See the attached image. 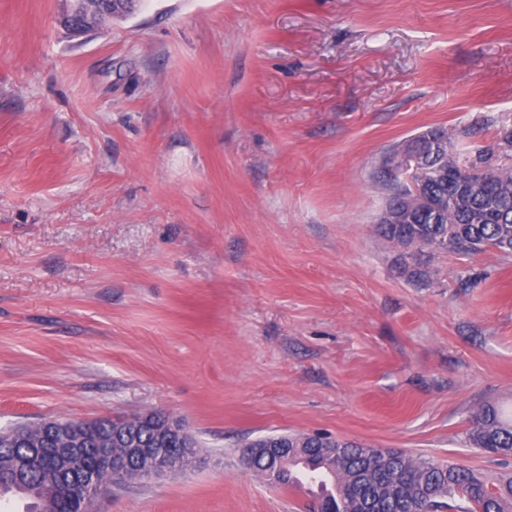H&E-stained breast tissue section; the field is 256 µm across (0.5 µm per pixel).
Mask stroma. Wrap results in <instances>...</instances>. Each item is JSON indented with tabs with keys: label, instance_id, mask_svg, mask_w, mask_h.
<instances>
[{
	"label": "stroma",
	"instance_id": "1",
	"mask_svg": "<svg viewBox=\"0 0 512 512\" xmlns=\"http://www.w3.org/2000/svg\"><path fill=\"white\" fill-rule=\"evenodd\" d=\"M0 0V429L158 410L202 463L90 512H309L244 443L325 433L496 477L512 255L419 265L379 166L512 147V0ZM71 2L70 9L61 21L62 25L68 30L72 27L73 22L78 25L80 21L76 15H71L72 9H77L81 16L89 20L88 25L85 26L87 29L81 34L98 27L99 24L109 19L99 10L96 0H71ZM465 442L486 453L512 456V410L493 404L473 407L468 416Z\"/></svg>",
	"mask_w": 512,
	"mask_h": 512
}]
</instances>
